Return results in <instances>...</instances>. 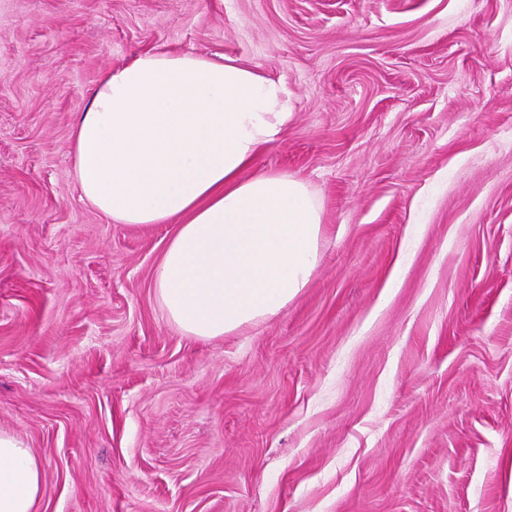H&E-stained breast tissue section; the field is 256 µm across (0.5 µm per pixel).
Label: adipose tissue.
<instances>
[{"mask_svg":"<svg viewBox=\"0 0 512 512\" xmlns=\"http://www.w3.org/2000/svg\"><path fill=\"white\" fill-rule=\"evenodd\" d=\"M291 116L285 85L255 68L153 50L106 70L72 128L74 176L95 209L172 225L155 289L185 335L276 316L317 268V199L295 176L251 171ZM42 491L32 449L0 432V512H36Z\"/></svg>","mask_w":512,"mask_h":512,"instance_id":"ef3b65f1","label":"adipose tissue"}]
</instances>
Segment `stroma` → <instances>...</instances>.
I'll list each match as a JSON object with an SVG mask.
<instances>
[{"label":"stroma","instance_id":"stroma-1","mask_svg":"<svg viewBox=\"0 0 512 512\" xmlns=\"http://www.w3.org/2000/svg\"><path fill=\"white\" fill-rule=\"evenodd\" d=\"M159 48L282 82L255 168L322 208L307 287L211 340L155 294L172 225L73 174ZM0 430L37 512H512V0H0Z\"/></svg>","mask_w":512,"mask_h":512}]
</instances>
